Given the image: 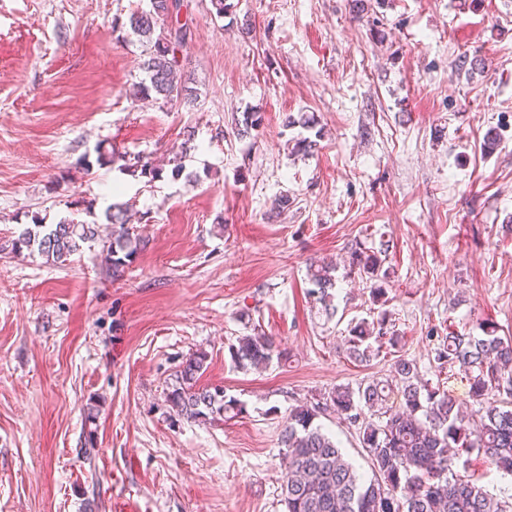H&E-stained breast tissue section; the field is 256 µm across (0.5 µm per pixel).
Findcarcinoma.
Here are the masks:
<instances>
[{"label": "carcinoma", "instance_id": "carcinoma-1", "mask_svg": "<svg viewBox=\"0 0 512 512\" xmlns=\"http://www.w3.org/2000/svg\"><path fill=\"white\" fill-rule=\"evenodd\" d=\"M184 0H150L147 10H135L127 18L131 34L149 46L142 63L146 73L140 92L166 104L192 95L176 61L175 52L186 46L191 20H181ZM101 166L119 164V169L150 179L162 170L140 157L114 148L97 150ZM113 225L107 247L112 258V277L124 273L144 241L130 232L126 209L112 204L105 213ZM90 224L63 220L43 225L34 222L11 242V250L37 249L48 260L64 265L93 240ZM350 270L373 281L375 301L386 294L388 272L378 253L355 249ZM336 266L322 261L310 266L308 294L328 315L335 313L332 290ZM482 335L453 330L440 337L434 360L441 366L465 368L478 409L465 414L448 395L419 381L416 365L398 358L395 381L401 384V408L387 406L391 383L372 380L354 390L338 386L314 402L291 409L280 444L286 463L282 488L285 512H512V501L487 492L477 482L457 478L453 467L464 454L483 455L488 465L512 474V340L497 335V327L486 322ZM349 358L367 363L384 345L394 348L399 336L384 312L356 322L344 338ZM233 366L241 371L262 370L273 359L287 353L264 334L237 338L228 346ZM207 355L192 354L176 373L167 396L174 414L187 421L231 420L246 412V405L226 394L222 386L200 384ZM371 412L366 416L365 412ZM333 412L357 427L361 447L370 459L373 478L366 480L344 456L336 441L314 424L318 416Z\"/></svg>", "mask_w": 512, "mask_h": 512}]
</instances>
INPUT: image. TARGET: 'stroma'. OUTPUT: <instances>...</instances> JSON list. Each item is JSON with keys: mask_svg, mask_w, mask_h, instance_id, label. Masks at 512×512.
<instances>
[{"mask_svg": "<svg viewBox=\"0 0 512 512\" xmlns=\"http://www.w3.org/2000/svg\"><path fill=\"white\" fill-rule=\"evenodd\" d=\"M184 2L196 99L166 104L131 96L144 46L114 27L149 0H0V244L36 219L98 232L63 266L0 251V512H285L291 409L390 379L401 356L468 412L438 337L488 320L512 336V0H232L221 19ZM462 55L480 68L457 70ZM254 109L263 126L239 135ZM291 115L314 118L313 153L289 151ZM101 146L161 178L99 166ZM116 202L146 241L118 278L103 254ZM357 248L386 249L385 303L343 269ZM325 257L340 264L332 316L307 294ZM382 311L401 345L351 361V323ZM257 332L287 361L234 369L228 344ZM198 351L202 383L243 417L173 414ZM318 422L369 472L355 426ZM455 471L512 496L478 454Z\"/></svg>", "mask_w": 512, "mask_h": 512, "instance_id": "1", "label": "stroma"}]
</instances>
